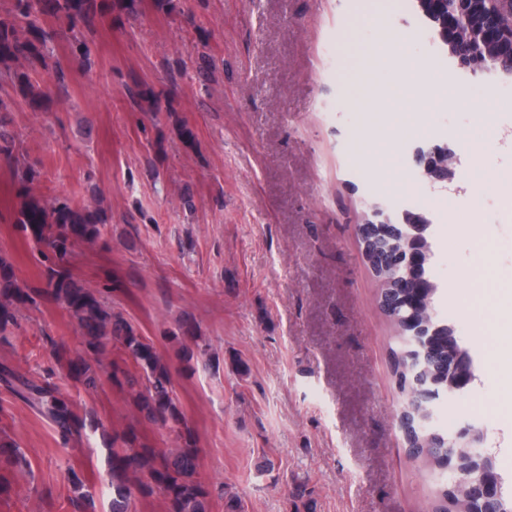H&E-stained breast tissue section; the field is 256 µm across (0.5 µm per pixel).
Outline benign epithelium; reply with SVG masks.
Instances as JSON below:
<instances>
[{"instance_id": "7a95c632", "label": "benign epithelium", "mask_w": 512, "mask_h": 512, "mask_svg": "<svg viewBox=\"0 0 512 512\" xmlns=\"http://www.w3.org/2000/svg\"><path fill=\"white\" fill-rule=\"evenodd\" d=\"M422 14L431 21L441 38L448 42V54L455 65L463 70L478 68L490 75L504 73L512 76V0H418ZM412 159L420 174L433 184L453 183L458 174L455 151L447 145L419 147ZM427 217L413 210L391 213L374 203L359 225L360 236H365L373 224H403L407 248L388 259L396 270L412 269L419 262L422 243V225ZM416 347V356L407 361L408 373L434 355L431 349H421L415 339L406 342ZM472 383L471 359L455 353L448 365V392L437 394L424 384H417L414 395L424 402L421 424L439 427L437 408L445 401L467 390ZM463 444L472 454L486 453L480 427L464 422L448 430V447ZM448 474V490L462 491V499L453 512H501V491L481 469L463 471L453 465L442 469Z\"/></svg>"}]
</instances>
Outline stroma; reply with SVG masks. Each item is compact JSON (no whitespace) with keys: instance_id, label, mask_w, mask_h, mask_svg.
Masks as SVG:
<instances>
[{"instance_id":"obj_1","label":"stroma","mask_w":512,"mask_h":512,"mask_svg":"<svg viewBox=\"0 0 512 512\" xmlns=\"http://www.w3.org/2000/svg\"><path fill=\"white\" fill-rule=\"evenodd\" d=\"M428 25L416 0H173L168 10L137 0L135 13L114 10L90 34V66L71 61L68 41L55 44L66 77L44 83L48 111L21 105L9 115L40 173L33 192L101 210L105 238L77 246L72 270L171 360L209 512H224L228 491L244 512H430L446 485L406 452L396 331L358 234L375 192L410 210L436 192L410 178L409 139L420 130L460 160L451 203L430 218L428 270L440 288L437 311L476 375L442 404L438 422L485 430L512 497V394L499 364L512 309L484 285L512 279V221L475 177L512 168V108L500 101L512 77L430 62L416 43L401 56L398 37ZM378 43L387 48L381 62L369 53ZM409 61L427 66L443 94L410 93ZM370 68L380 71V90L368 112L360 78ZM133 84L160 97L158 116L134 109ZM183 125L193 142L181 137ZM23 199L0 165V251L37 286L43 268L13 222ZM183 316L209 346L189 369L167 339ZM80 341L67 311L45 302L24 311L0 362L54 369L57 350ZM74 400L158 450L174 445L119 390ZM0 429L32 470L0 512H71L74 472L92 512H109L99 436L62 443L1 388Z\"/></svg>"}]
</instances>
